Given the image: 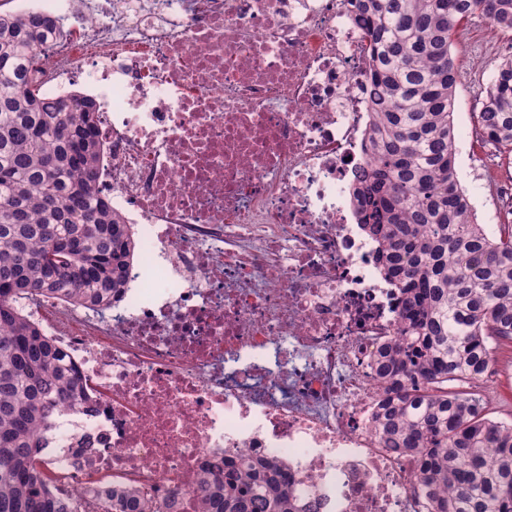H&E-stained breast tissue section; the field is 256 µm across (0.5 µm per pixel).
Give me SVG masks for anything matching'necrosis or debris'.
<instances>
[{
    "instance_id": "1",
    "label": "necrosis or debris",
    "mask_w": 512,
    "mask_h": 512,
    "mask_svg": "<svg viewBox=\"0 0 512 512\" xmlns=\"http://www.w3.org/2000/svg\"><path fill=\"white\" fill-rule=\"evenodd\" d=\"M33 11L74 29L36 81L100 89L99 188L139 251L120 312L44 329L101 406L55 420L44 469L196 512L202 462L274 458L308 512H427L372 425L400 321L350 222L372 67L350 0H17Z\"/></svg>"
}]
</instances>
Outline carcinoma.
I'll return each instance as SVG.
<instances>
[{
	"label": "carcinoma",
	"instance_id": "cac0c4a2",
	"mask_svg": "<svg viewBox=\"0 0 512 512\" xmlns=\"http://www.w3.org/2000/svg\"><path fill=\"white\" fill-rule=\"evenodd\" d=\"M374 65L365 141L375 161L349 187L356 224L401 302L400 335L376 352L383 445L414 461L429 512H512V419L480 382L512 346V220L477 221L459 182L458 29L480 15L512 35V0H351ZM59 22L0 12V512H83L39 465L55 418L99 411L93 391L20 308L35 296L102 313L128 288L130 225L98 189L100 105L39 92L34 74ZM478 145L512 164V56L474 113ZM85 434L73 465L97 451ZM198 512H303L281 464L205 462ZM110 486L95 512H166Z\"/></svg>",
	"mask_w": 512,
	"mask_h": 512
}]
</instances>
